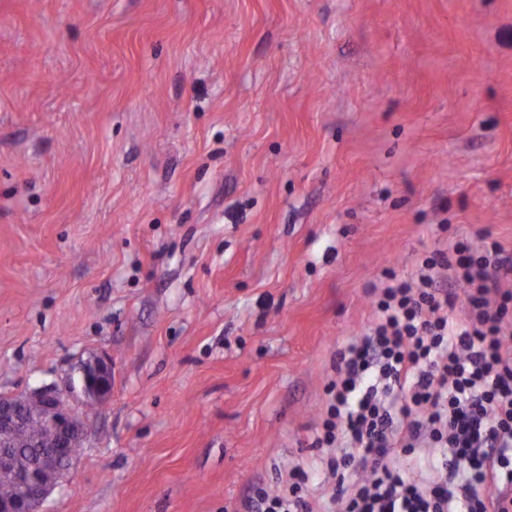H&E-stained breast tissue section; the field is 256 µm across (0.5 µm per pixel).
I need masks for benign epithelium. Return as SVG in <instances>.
<instances>
[{"label":"benign epithelium","instance_id":"7a95c632","mask_svg":"<svg viewBox=\"0 0 512 512\" xmlns=\"http://www.w3.org/2000/svg\"><path fill=\"white\" fill-rule=\"evenodd\" d=\"M82 393L90 401L102 402L112 395V361L95 357L80 365ZM52 417L45 428L47 453L40 461L19 470L15 457L0 450V478L12 479L20 485V492L8 499H0V512H39L40 505L51 490L68 473L78 451L87 438L85 422L70 406V392L56 387L33 389L11 396L0 408V447L8 445L11 437L42 410Z\"/></svg>","mask_w":512,"mask_h":512}]
</instances>
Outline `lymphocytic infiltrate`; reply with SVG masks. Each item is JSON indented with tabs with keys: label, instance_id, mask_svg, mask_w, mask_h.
Returning <instances> with one entry per match:
<instances>
[{
	"label": "lymphocytic infiltrate",
	"instance_id": "obj_1",
	"mask_svg": "<svg viewBox=\"0 0 512 512\" xmlns=\"http://www.w3.org/2000/svg\"><path fill=\"white\" fill-rule=\"evenodd\" d=\"M499 242L456 241L416 277L388 276L366 331L337 354L319 445L336 512H512V291ZM462 284L466 307L439 289ZM428 448L410 479L393 448ZM304 468L280 492L258 489L253 512H315Z\"/></svg>",
	"mask_w": 512,
	"mask_h": 512
}]
</instances>
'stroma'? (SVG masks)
<instances>
[{"label": "stroma", "instance_id": "obj_1", "mask_svg": "<svg viewBox=\"0 0 512 512\" xmlns=\"http://www.w3.org/2000/svg\"><path fill=\"white\" fill-rule=\"evenodd\" d=\"M484 236L512 0H0V394L88 428L42 512H248L385 271ZM82 393L87 400L102 402L112 395V361L95 357L80 365Z\"/></svg>", "mask_w": 512, "mask_h": 512}]
</instances>
